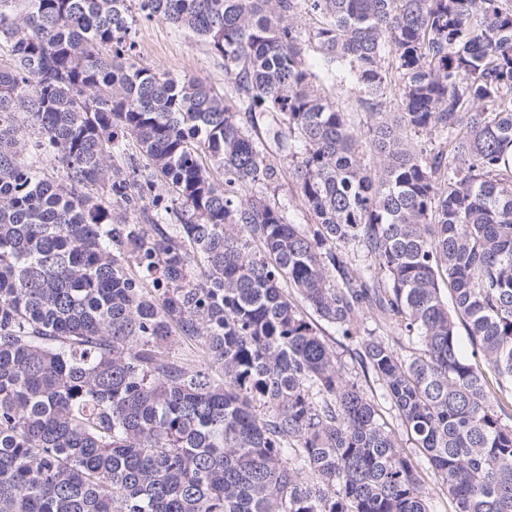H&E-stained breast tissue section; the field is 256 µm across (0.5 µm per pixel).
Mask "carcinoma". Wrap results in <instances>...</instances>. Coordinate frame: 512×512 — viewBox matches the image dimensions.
Segmentation results:
<instances>
[{
  "instance_id": "1",
  "label": "carcinoma",
  "mask_w": 512,
  "mask_h": 512,
  "mask_svg": "<svg viewBox=\"0 0 512 512\" xmlns=\"http://www.w3.org/2000/svg\"><path fill=\"white\" fill-rule=\"evenodd\" d=\"M2 55L0 512H429L405 439L512 512V0H0ZM134 41L133 52L142 65L174 76L203 77L220 93L228 89L222 61L210 55L204 44L168 23L139 20ZM265 195L272 202H287L288 200L289 204L290 201V217L294 224H312L308 212L295 202L297 201V195L291 182H288V175L278 183L269 186L265 190ZM318 327L320 328V334L325 337L327 343L336 350L339 356L342 359V362L346 365L347 376L351 379H355L358 381L360 385L363 386L365 390L370 393L371 386L372 389L377 388V384H372V378L370 380L367 377V381L361 372V369L358 367L357 363L352 362L349 352L347 351L346 346H349L350 343L347 339H345L341 332L334 326L328 325L325 322L319 321ZM350 348V346H349Z\"/></svg>"
}]
</instances>
